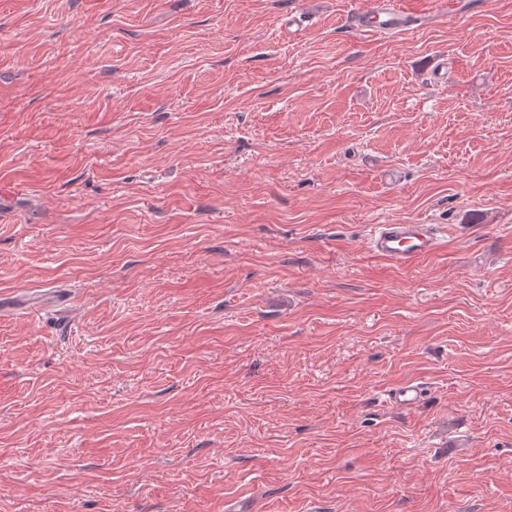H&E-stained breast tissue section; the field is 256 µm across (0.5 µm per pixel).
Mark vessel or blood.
Masks as SVG:
<instances>
[{
  "label": "vessel or blood",
  "instance_id": "obj_1",
  "mask_svg": "<svg viewBox=\"0 0 512 512\" xmlns=\"http://www.w3.org/2000/svg\"><path fill=\"white\" fill-rule=\"evenodd\" d=\"M411 12L401 0H372L371 7L356 17V30L367 34L396 32L407 27ZM440 238L430 224H379L371 236L372 252L393 265L407 267L433 253Z\"/></svg>",
  "mask_w": 512,
  "mask_h": 512
}]
</instances>
